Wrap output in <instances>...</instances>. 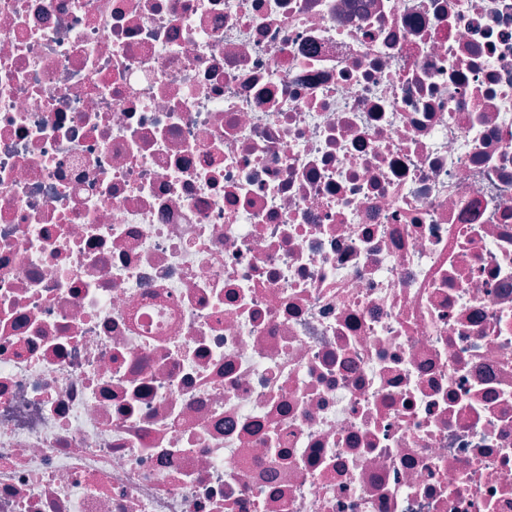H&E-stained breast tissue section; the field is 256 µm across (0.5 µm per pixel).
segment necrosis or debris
Returning a JSON list of instances; mask_svg holds the SVG:
<instances>
[{
	"label": "necrosis or debris",
	"instance_id": "4bbe7bcc",
	"mask_svg": "<svg viewBox=\"0 0 512 512\" xmlns=\"http://www.w3.org/2000/svg\"><path fill=\"white\" fill-rule=\"evenodd\" d=\"M0 512H512V0H0Z\"/></svg>",
	"mask_w": 512,
	"mask_h": 512
}]
</instances>
